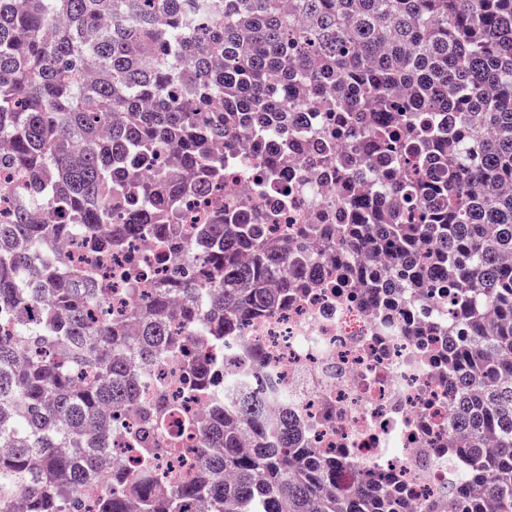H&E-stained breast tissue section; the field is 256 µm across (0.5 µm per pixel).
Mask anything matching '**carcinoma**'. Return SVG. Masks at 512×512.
I'll return each instance as SVG.
<instances>
[{"label": "carcinoma", "mask_w": 512, "mask_h": 512, "mask_svg": "<svg viewBox=\"0 0 512 512\" xmlns=\"http://www.w3.org/2000/svg\"><path fill=\"white\" fill-rule=\"evenodd\" d=\"M343 93L348 167L397 173L388 211L353 179L346 224H304L303 244L273 248L261 217L224 209V150L250 136L291 139L301 112ZM0 171L27 177L0 220V512H72L100 468L112 411L139 408L129 434L139 457L113 469L97 512H413L389 486L324 485L336 459L312 453L278 393L231 350L218 368L175 332L184 322L211 345L278 312L311 253L346 247L341 273L366 288L399 275L426 297L442 281L448 320V430L466 438L469 466L456 512H512V0H0ZM168 155L187 180L145 166ZM212 199L203 252L180 205ZM169 245L171 277L146 309L93 319L105 304L95 276L69 264L60 240L103 254L139 234ZM203 264L210 276H185ZM165 355L209 397L185 411L159 388L141 398L134 367ZM176 423L199 458L175 485L158 480L156 441Z\"/></svg>", "instance_id": "carcinoma-1"}]
</instances>
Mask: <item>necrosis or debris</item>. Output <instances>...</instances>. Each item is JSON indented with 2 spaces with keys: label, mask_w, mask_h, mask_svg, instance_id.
<instances>
[{
  "label": "necrosis or debris",
  "mask_w": 512,
  "mask_h": 512,
  "mask_svg": "<svg viewBox=\"0 0 512 512\" xmlns=\"http://www.w3.org/2000/svg\"><path fill=\"white\" fill-rule=\"evenodd\" d=\"M335 123L332 112L303 113L294 147L279 159L280 192L262 186L265 147L234 149L226 159L225 201L266 215L267 235L279 244L297 242L303 224L345 223L339 175L318 164L322 145L313 135ZM166 253L161 240L144 236L113 251L108 263L90 246L69 260L107 285L112 313L122 316L133 299L123 268L138 258L147 265L145 280H157L170 272ZM337 266L336 254L316 256L308 287L278 314L250 321L245 342L261 349L265 372L287 391L307 447L340 457L331 487L390 482L418 512L447 507L448 490L468 464L462 448L440 440L448 430V291L439 286L423 298L392 279L398 310L390 315L380 294L340 283Z\"/></svg>",
  "instance_id": "1"
}]
</instances>
